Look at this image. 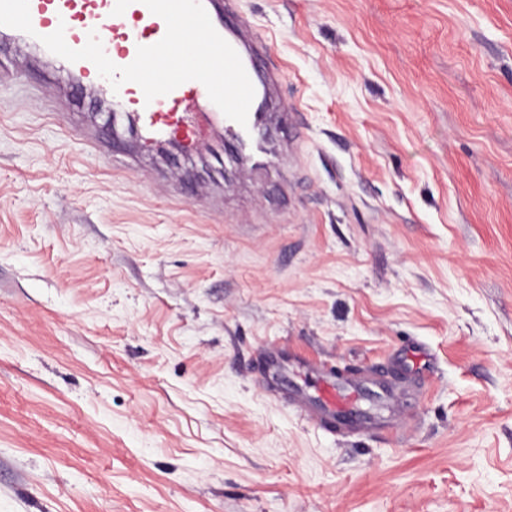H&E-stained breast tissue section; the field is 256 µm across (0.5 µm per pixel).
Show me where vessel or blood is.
<instances>
[{"label":"vessel or blood","mask_w":512,"mask_h":512,"mask_svg":"<svg viewBox=\"0 0 512 512\" xmlns=\"http://www.w3.org/2000/svg\"><path fill=\"white\" fill-rule=\"evenodd\" d=\"M216 31L236 50L254 86L251 112L264 113L260 130L269 136L271 130L287 128L294 114L288 110L270 112L274 90L283 77L282 67L268 54L266 41L250 32L236 9V0H201ZM32 25L37 34L48 35L64 28L65 41L71 48H82L89 35H96L109 59L116 65L130 64L137 49L159 42L166 33L164 20L154 15L142 0H29ZM14 86L30 97L40 96L41 87L30 85L26 73L16 67L0 69V87ZM112 103L120 118L139 131L144 142L165 140L178 142L185 148L202 143L214 124L224 128L225 141L240 143L253 130L228 119L210 100L205 86L187 81L170 93L146 100L139 85L122 83L112 94ZM55 117L82 144L85 150L110 157L111 146L102 138L82 128L65 95L50 99ZM375 385L384 399L382 413L361 409L364 387L353 377H336L324 371L315 392L292 387L275 388L274 395L285 400L306 421L340 435L366 434L389 427L391 413L397 412L398 387L386 373H377Z\"/></svg>","instance_id":"vessel-or-blood-1"}]
</instances>
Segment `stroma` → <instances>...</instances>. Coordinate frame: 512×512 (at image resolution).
<instances>
[{
    "instance_id": "1",
    "label": "stroma",
    "mask_w": 512,
    "mask_h": 512,
    "mask_svg": "<svg viewBox=\"0 0 512 512\" xmlns=\"http://www.w3.org/2000/svg\"><path fill=\"white\" fill-rule=\"evenodd\" d=\"M238 7L305 134L273 169L121 126L107 160L0 89V512H512V0ZM265 343L284 386L395 365L393 428L303 420Z\"/></svg>"
}]
</instances>
